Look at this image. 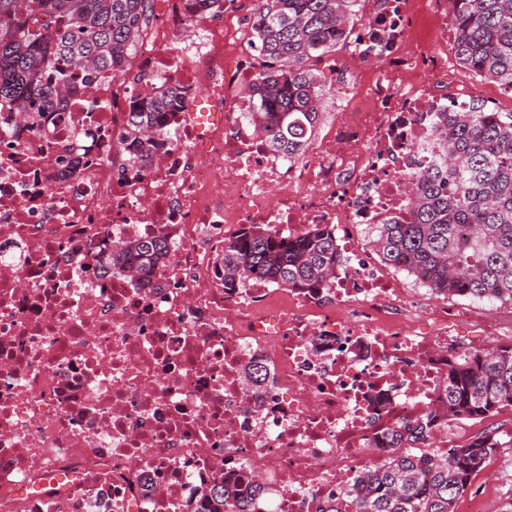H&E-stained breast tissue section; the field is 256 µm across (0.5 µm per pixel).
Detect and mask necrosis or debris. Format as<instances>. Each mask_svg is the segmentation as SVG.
I'll return each instance as SVG.
<instances>
[{"label": "necrosis or debris", "mask_w": 512, "mask_h": 512, "mask_svg": "<svg viewBox=\"0 0 512 512\" xmlns=\"http://www.w3.org/2000/svg\"><path fill=\"white\" fill-rule=\"evenodd\" d=\"M396 7L392 49L359 32L370 83L301 161L246 118L255 55L186 0H153L124 77H84L35 125L0 105V512H198L203 490L241 474L274 512H317L386 455L387 425L430 420L427 452L447 451L454 431L433 412L448 350L491 326L444 306L420 318L351 232L409 208L456 81L448 0ZM423 13L439 47L414 37ZM159 73L187 105L145 168L120 141L128 96ZM200 99L220 123H199ZM240 224L335 225V288L225 293L210 260ZM157 234L173 257L150 278L100 273L120 242ZM256 355L273 377L261 389L242 374Z\"/></svg>", "instance_id": "necrosis-or-debris-1"}]
</instances>
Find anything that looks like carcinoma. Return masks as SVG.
Instances as JSON below:
<instances>
[{
  "label": "carcinoma",
  "instance_id": "obj_1",
  "mask_svg": "<svg viewBox=\"0 0 512 512\" xmlns=\"http://www.w3.org/2000/svg\"><path fill=\"white\" fill-rule=\"evenodd\" d=\"M225 0H188L191 12H224ZM360 0H258L250 22L259 67L246 91L247 119L274 152L304 156L325 100L336 89L322 82L317 65L353 43ZM152 0H0V103L14 102L39 121L57 105L59 87H77L80 70L125 75L144 39ZM459 64L512 92V0H450ZM50 15L46 35L37 18ZM439 113L436 145L442 164L421 174L403 218L368 227L370 245L387 266L425 281L435 297L512 304V112L479 99ZM183 106L180 87L163 75L145 97L128 100L122 143L130 159L147 163L159 136ZM170 255L163 235L123 243L100 272L129 265L148 277ZM341 254L336 225L317 224L288 238L268 224H245L216 254L214 276L233 290L248 278L326 295L335 286ZM244 378L267 385L264 362L252 359ZM448 419L483 420L512 408V343L448 355L440 397ZM429 434L422 422L386 431L394 447L363 472L348 492L329 497L319 512H455L474 476L503 447L498 431L481 432L440 455L415 451ZM261 488L214 484L199 512H262Z\"/></svg>",
  "mask_w": 512,
  "mask_h": 512
}]
</instances>
